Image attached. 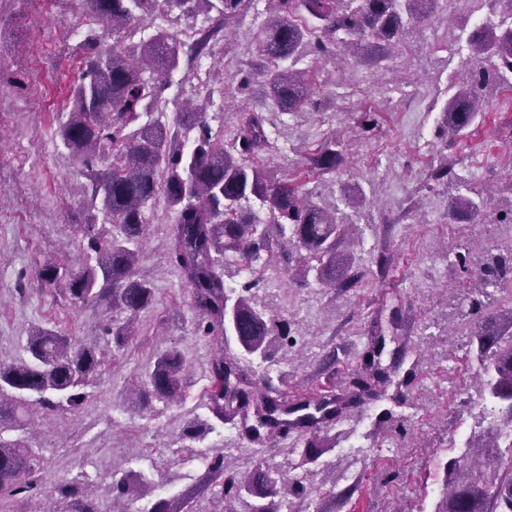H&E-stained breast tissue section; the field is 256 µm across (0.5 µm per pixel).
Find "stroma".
Here are the masks:
<instances>
[{
    "mask_svg": "<svg viewBox=\"0 0 512 512\" xmlns=\"http://www.w3.org/2000/svg\"><path fill=\"white\" fill-rule=\"evenodd\" d=\"M500 10L497 0H464L453 11L437 0L377 65L347 48L327 56L303 52L298 69L318 73L314 103L293 114L279 112L261 85L242 94L222 90L223 75L247 69L257 55L266 0H253L227 48H216L208 60L205 76L180 68L150 121L169 126L182 108L201 107L213 133L229 137L246 113H264L276 140L264 157L274 178L309 167L318 145L336 138L342 165L314 175L305 193L346 219L339 250L358 281L329 288L316 273L297 276L304 253L285 244L251 269L227 263L226 284L257 278L256 306L288 319L295 343L264 359L242 355L232 339L217 345L195 332L190 291L167 260V227L177 213L157 199L145 211L140 250L154 298L135 319L129 344L106 358L78 412L33 409L0 420V439L22 441L45 460L39 512H60L53 490L74 477L99 512H114L117 471L150 483L142 498L150 506L165 499L181 512H248L245 502L219 501L220 482L208 471L219 454L227 471L245 473L262 461L313 488L311 496L289 497L287 512H438L455 481L451 462L481 463L489 481L502 475L512 460L503 446L512 419L489 394L494 372L477 359V337L489 320L503 329L512 325V292L493 291L477 314L462 299L480 290L486 259L512 248V224L493 218L512 209V88L482 93L481 118L465 136L441 135L444 107L462 71L456 48L468 44L479 22L497 21ZM93 25L78 0H0V363L26 358L25 338L36 327L102 346L112 317L105 304L72 303L64 284L49 286L38 277L50 261L73 270L84 262L85 180L57 131L69 87L82 71L70 49ZM369 110L379 119L372 132L358 123ZM443 159L483 195L486 212L455 211V184L429 178ZM459 253L466 265L456 264ZM376 323L386 338L382 363L391 382L377 400L345 409L325 430L317 464L301 461L304 435L258 447L233 425L217 422L203 437H183L190 420L209 415L205 392L218 352L240 358L261 391L341 395L351 390ZM166 348L182 359L181 400L134 408V389L147 386L153 356Z\"/></svg>",
    "mask_w": 512,
    "mask_h": 512,
    "instance_id": "stroma-1",
    "label": "stroma"
}]
</instances>
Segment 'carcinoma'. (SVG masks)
Segmentation results:
<instances>
[{"label": "carcinoma", "mask_w": 512, "mask_h": 512, "mask_svg": "<svg viewBox=\"0 0 512 512\" xmlns=\"http://www.w3.org/2000/svg\"><path fill=\"white\" fill-rule=\"evenodd\" d=\"M250 0H80L97 20L102 32L90 31L74 48L85 70L71 90L68 112L59 125L58 137L71 160L88 182L84 210L85 263L69 274L65 266L48 263L38 276L47 284L65 281L75 303L105 302L112 309L136 315L153 300L150 280L137 268L138 247L143 237L145 209L158 195L177 211L168 228V259L190 288L191 305L197 314L196 331L223 343L235 337L247 356L265 358L273 344L288 343V322L269 318L251 297L257 281L247 279L235 295L226 292L219 262L233 260L248 268L261 259L272 241L289 238L320 262L319 273L329 272V282L351 288L356 277L339 263L338 244L345 225L336 212L306 204L303 188L313 170L336 172L343 161L336 141L327 140L313 158L314 169H298L291 178L274 180L259 155L273 147L261 112L248 114L243 127L229 140L212 133L204 112H179L174 128L138 124L141 115L158 106L169 85L170 74L181 61L199 62L214 55L229 27L246 12ZM273 17L257 36L259 73L266 93L282 112H295L311 101L309 82L293 66L307 42L328 53L330 46L366 50L370 61L385 59L398 41L405 24L419 21L426 5L437 0H268ZM179 10L185 17L216 12L215 23L183 41L166 29L139 41L133 25L136 15ZM500 33L489 36L478 30L469 42L464 67L467 82L456 90L445 107L446 128L461 136L474 123L478 92L490 85L512 86V4L505 5L496 24ZM112 43H107V38ZM196 131L192 147L185 137ZM434 182H466L446 163L431 170ZM255 200L273 216L261 224L246 203ZM112 225L105 237L95 231L98 216ZM106 345L125 347L132 325L106 328ZM385 338L369 337L356 382L365 392L387 379L380 365ZM28 358L0 364V403L24 412L31 405L54 411L65 405L77 411L104 364L101 349L81 347L71 336L48 328L29 332ZM478 356L491 362L496 375L491 384L495 398L512 402V334L489 332L479 336ZM151 396L169 403L183 390V368L178 352L157 354L149 375ZM37 394L35 403L27 395ZM322 393L301 395L293 403L274 398L254 387L247 371L235 357L219 355L210 366L206 407L210 417L233 423L261 445L278 434L327 422L350 405ZM322 447L318 432L311 434L301 451L305 464L318 458ZM42 457L31 449L0 439V512L6 505L32 499L30 480L41 467ZM209 471L222 478L220 496L225 500L250 497L249 512H282L288 481L279 471L257 466L250 473L224 476V456L209 462ZM142 483L127 476L112 481L115 500L122 502L140 491ZM58 493L65 503L62 512H98L77 480L61 484ZM440 512H512V474L492 484L479 476L463 479L446 493Z\"/></svg>", "instance_id": "cac0c4a2"}]
</instances>
